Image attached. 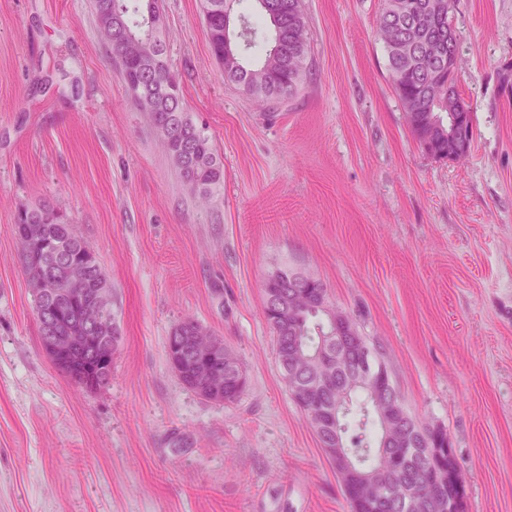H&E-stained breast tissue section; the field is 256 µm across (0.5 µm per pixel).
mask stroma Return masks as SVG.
Returning a JSON list of instances; mask_svg holds the SVG:
<instances>
[{
	"instance_id": "stroma-1",
	"label": "stroma",
	"mask_w": 512,
	"mask_h": 512,
	"mask_svg": "<svg viewBox=\"0 0 512 512\" xmlns=\"http://www.w3.org/2000/svg\"><path fill=\"white\" fill-rule=\"evenodd\" d=\"M201 2L159 6L223 170L205 203L126 93L92 0H0V512H349L261 314L284 266L324 283L411 415L447 431L464 512H512V0L450 14L473 119L459 162L409 129L382 0H304L307 75L264 112L225 82ZM43 203L112 284L122 341L97 389L41 344L15 216ZM187 318L239 359L237 401L169 367Z\"/></svg>"
}]
</instances>
